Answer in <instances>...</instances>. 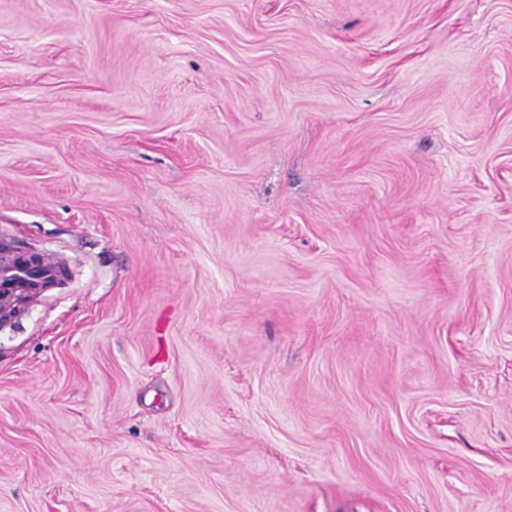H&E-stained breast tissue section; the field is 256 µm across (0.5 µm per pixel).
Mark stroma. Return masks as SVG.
<instances>
[{
    "label": "stroma",
    "instance_id": "35a3bbf8",
    "mask_svg": "<svg viewBox=\"0 0 512 512\" xmlns=\"http://www.w3.org/2000/svg\"><path fill=\"white\" fill-rule=\"evenodd\" d=\"M0 512H512V0H0ZM26 267V255L18 254L7 269L0 271V295L2 301L25 288H35Z\"/></svg>",
    "mask_w": 512,
    "mask_h": 512
}]
</instances>
